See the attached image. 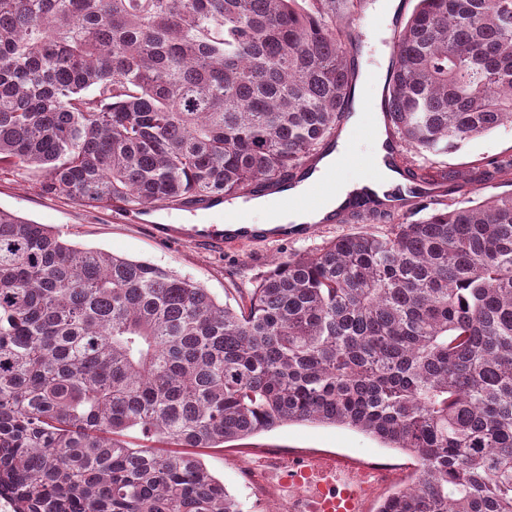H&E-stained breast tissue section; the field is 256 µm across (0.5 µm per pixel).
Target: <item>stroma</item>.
Wrapping results in <instances>:
<instances>
[{
    "label": "stroma",
    "instance_id": "stroma-1",
    "mask_svg": "<svg viewBox=\"0 0 512 512\" xmlns=\"http://www.w3.org/2000/svg\"><path fill=\"white\" fill-rule=\"evenodd\" d=\"M371 5L344 19L352 49L362 64L380 69L385 54L375 41L378 31L367 24ZM512 156V125L470 140L460 150L443 154L412 155L413 167L442 174L443 188L450 196L466 201L480 195L502 191L503 186L489 167L492 158ZM36 172L0 171V209L19 217L50 226L63 238L82 248L102 250L135 260L147 261L174 274L189 278L206 288L217 301L236 304L256 288L275 260L315 251L335 237L367 232H386L383 223L350 220L314 225L304 237L269 240L244 251L195 241L187 235L163 239L152 224L131 221L125 212L110 207H89L73 203L66 196L46 195L38 188ZM261 448H275L290 455L332 454L396 469L394 481L377 483L367 498V512H375L379 502L398 484L414 478L418 461L412 455L385 447L377 438L349 427L311 422H290L242 441L225 443L223 450L209 452L203 462L226 490L237 499L241 512H266V502L258 499L246 484L240 470L242 458Z\"/></svg>",
    "mask_w": 512,
    "mask_h": 512
}]
</instances>
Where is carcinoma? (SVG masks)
<instances>
[{
    "label": "carcinoma",
    "mask_w": 512,
    "mask_h": 512,
    "mask_svg": "<svg viewBox=\"0 0 512 512\" xmlns=\"http://www.w3.org/2000/svg\"><path fill=\"white\" fill-rule=\"evenodd\" d=\"M363 0H0V168L139 214L330 153ZM406 151L512 123V0H415L385 96ZM509 190L274 262L238 307L0 209V487L18 512H240L196 448L288 422L415 453L378 512H512ZM138 429L167 448H132Z\"/></svg>",
    "instance_id": "obj_1"
}]
</instances>
